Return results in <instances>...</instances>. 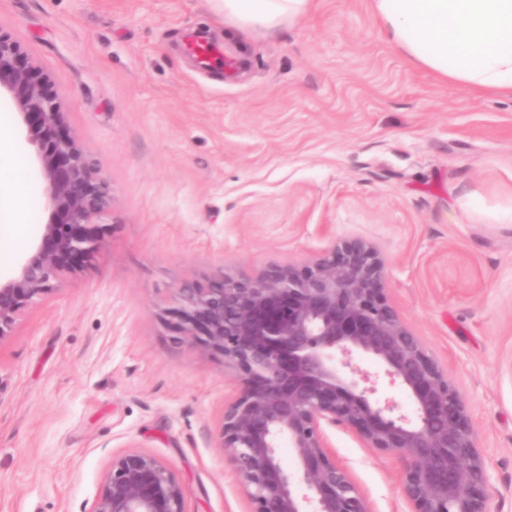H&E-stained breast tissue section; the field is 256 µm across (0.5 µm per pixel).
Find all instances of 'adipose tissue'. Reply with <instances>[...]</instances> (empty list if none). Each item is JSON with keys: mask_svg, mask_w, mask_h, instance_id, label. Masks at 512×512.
<instances>
[{"mask_svg": "<svg viewBox=\"0 0 512 512\" xmlns=\"http://www.w3.org/2000/svg\"><path fill=\"white\" fill-rule=\"evenodd\" d=\"M225 26L268 32L306 18L315 0H209ZM386 40L438 79L512 92V0H370ZM0 113V245L34 224L29 172Z\"/></svg>", "mask_w": 512, "mask_h": 512, "instance_id": "obj_1", "label": "adipose tissue"}]
</instances>
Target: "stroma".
Wrapping results in <instances>:
<instances>
[{"mask_svg": "<svg viewBox=\"0 0 512 512\" xmlns=\"http://www.w3.org/2000/svg\"><path fill=\"white\" fill-rule=\"evenodd\" d=\"M0 33L48 78L112 191L99 261L0 342V512H91L113 456L174 472L187 512H254L218 431L239 374L176 339V288L223 265L301 264L344 236L388 262L384 293L465 400L512 512V96L435 79L386 42L369 0H318L270 34L224 30L209 0H0ZM235 59L226 75L188 49ZM37 222L52 216L19 119ZM331 452L370 512H412L402 473L351 431Z\"/></svg>", "mask_w": 512, "mask_h": 512, "instance_id": "35a3bbf8", "label": "stroma"}]
</instances>
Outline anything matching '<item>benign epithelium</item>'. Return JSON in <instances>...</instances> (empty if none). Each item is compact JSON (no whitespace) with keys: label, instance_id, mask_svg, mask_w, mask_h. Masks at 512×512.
I'll return each mask as SVG.
<instances>
[{"label":"benign epithelium","instance_id":"benign-epithelium-1","mask_svg":"<svg viewBox=\"0 0 512 512\" xmlns=\"http://www.w3.org/2000/svg\"><path fill=\"white\" fill-rule=\"evenodd\" d=\"M0 94L25 125L53 215L15 272L0 277L2 341L27 308L100 257L112 196L65 132L48 80L2 34ZM385 279L377 246L350 236L299 267L230 275L220 265L175 292L168 314L177 333L241 373L219 447L255 512H370L329 452L327 428L336 425L395 459L413 512H490L489 477L464 399L387 301ZM355 355L381 366L413 415L375 398L376 379L353 364ZM284 441L294 470L277 455ZM185 497L165 463L131 451L112 458L93 512H186Z\"/></svg>","mask_w":512,"mask_h":512}]
</instances>
